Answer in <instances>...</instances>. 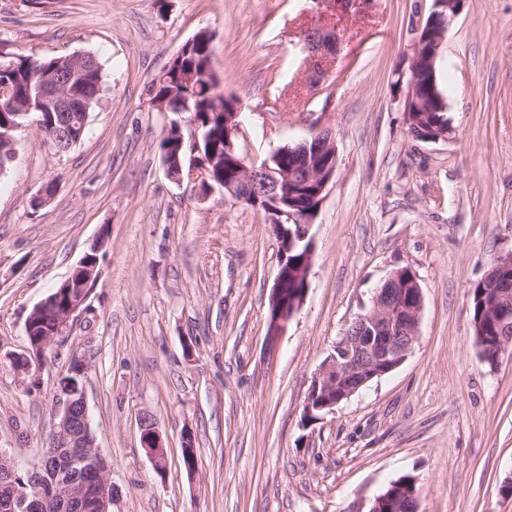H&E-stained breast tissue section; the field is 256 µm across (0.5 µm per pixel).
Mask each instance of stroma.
Wrapping results in <instances>:
<instances>
[{
  "instance_id": "1",
  "label": "stroma",
  "mask_w": 512,
  "mask_h": 512,
  "mask_svg": "<svg viewBox=\"0 0 512 512\" xmlns=\"http://www.w3.org/2000/svg\"><path fill=\"white\" fill-rule=\"evenodd\" d=\"M432 7L355 0L331 16L310 0H0V58L89 51L105 79L80 144L54 154L29 122L0 174L1 452L39 463L58 383L79 366L112 512H369L404 474L418 480L420 512H512V354L485 363L469 312L474 285L512 251V0H465L437 61L451 131L418 140L405 123L411 26ZM329 23L338 50L313 86L299 43ZM201 30L219 91L239 102L244 154L261 160L320 130L336 144L309 289L272 350L271 226L171 180L161 160L179 116L157 111L149 88ZM46 188L50 201L32 207ZM104 225L86 309L18 367L29 313ZM401 266L424 294L413 351L306 422L315 372ZM145 411L167 447L161 474L140 445Z\"/></svg>"
}]
</instances>
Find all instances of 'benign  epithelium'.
Returning a JSON list of instances; mask_svg holds the SVG:
<instances>
[{
  "label": "benign epithelium",
  "instance_id": "benign-epithelium-1",
  "mask_svg": "<svg viewBox=\"0 0 512 512\" xmlns=\"http://www.w3.org/2000/svg\"><path fill=\"white\" fill-rule=\"evenodd\" d=\"M464 0H433V10L426 18L412 26V59L408 80V95L405 106L408 130L419 140H435L448 137L450 127L426 129L417 125L409 115L421 110L435 111V100L420 90L419 76L424 67H433L437 61L448 27L463 7ZM338 37L332 27H313L302 39V50L309 54L317 66V77H322V65L336 52ZM68 73L62 70L50 80L38 85L36 103L29 104L24 118L32 115L47 137V144L61 154L78 144L76 128L66 124L53 130L44 123L46 112H66L73 106L72 93L68 90ZM238 103L233 111L224 113V153H234L232 137L239 136L240 124ZM188 133L177 130V151L191 152V166L184 169L182 163L172 165V158L164 157L167 174L181 181L187 179L197 183L210 193L215 190L208 181L210 169L198 163L196 156L202 153L200 127L186 120ZM323 142L329 157L317 165L310 159V140ZM288 153L297 157L294 167L276 169L269 160L262 164L250 162L240 154L235 157L238 170L235 179L223 183L220 189L237 201L250 206L264 215L267 223L275 229L294 221L299 226V237L291 241L311 239L312 214L318 210L322 194L336 172V146L331 132L321 130L288 148ZM317 187L311 192L310 206L301 211L297 200L286 191V187L298 182ZM285 261H280L271 293V303L277 304L287 291L288 270ZM98 257L85 254L59 285L57 292L37 303L25 322V333L31 349L40 356L55 339L70 328L74 317L83 311L99 276ZM512 272V252L497 257L493 268L485 275V281L493 286L495 297L484 302V312L494 322L505 324L512 321V291L502 289V276ZM404 270H393L376 289L371 305L357 314L336 342L334 353L323 362L312 378V385L304 405L303 418L314 422L332 412L342 401L358 393L371 380L384 376L401 366L412 352L419 336L423 311V291L418 279L402 278ZM296 295L280 310L274 326L267 330V344L274 348L278 338L286 331L288 323L303 304L307 289H295ZM48 319L53 328L41 336L33 335L37 321ZM81 377V371L61 378L60 401L54 410L56 431L42 463L28 470L34 480L28 484L15 481L17 464L6 453L0 451V483H7V491L0 497V512H42L45 505L43 487L56 484L58 477L77 470L92 461L97 467L95 485L91 488L77 482L71 483L66 496L59 499L57 507H69L75 512H112L114 485L106 458L97 445L87 411L84 385H76L72 379ZM140 444L150 457L154 469L166 470L167 450L161 433L151 414L144 412L139 417ZM406 501L409 512H419L417 490L409 491L405 486L391 483L387 492L377 496L369 512H402L401 501Z\"/></svg>",
  "mask_w": 512,
  "mask_h": 512
}]
</instances>
